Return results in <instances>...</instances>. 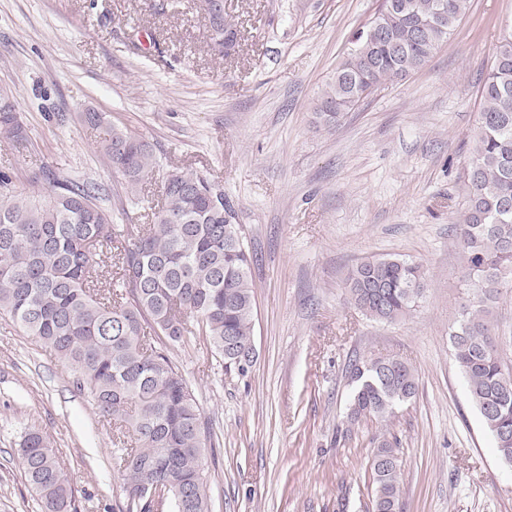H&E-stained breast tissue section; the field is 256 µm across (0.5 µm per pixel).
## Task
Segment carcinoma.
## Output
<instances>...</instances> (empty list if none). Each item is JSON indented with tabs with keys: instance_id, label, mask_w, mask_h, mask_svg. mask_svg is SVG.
<instances>
[{
	"instance_id": "1",
	"label": "carcinoma",
	"mask_w": 512,
	"mask_h": 512,
	"mask_svg": "<svg viewBox=\"0 0 512 512\" xmlns=\"http://www.w3.org/2000/svg\"><path fill=\"white\" fill-rule=\"evenodd\" d=\"M470 0H381L380 36L364 26L314 107L317 123L335 128L360 100L388 81L420 69L454 31ZM227 11L207 25L210 45L224 54V33L237 34ZM0 138L29 144L16 100L0 90ZM83 121L107 129L99 151L133 197L156 167L143 138L111 126L101 112ZM474 148L463 174L464 207L454 224L466 300L451 327L453 358L472 404L493 436L500 460L512 461V370L497 343L493 310L500 273L512 270V29L495 45L480 91ZM54 191L20 189L0 170V315L50 348L74 372L101 421L122 445L115 456L126 512H151L150 491L179 487L174 512H211L202 460L214 444L196 397L171 352L203 336L225 370L251 361L224 352L254 351L252 256L240 225L210 180L175 168L147 224H114L100 204L101 186L43 172ZM348 301L369 319L395 323L426 290L421 266L405 257L368 258L345 279ZM350 420L385 421L410 401L417 372L387 357L354 359ZM41 512H72L71 483L51 441L27 431L17 450ZM374 512H398L401 465L388 440L370 459Z\"/></svg>"
}]
</instances>
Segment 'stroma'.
<instances>
[{
    "label": "stroma",
    "instance_id": "1",
    "mask_svg": "<svg viewBox=\"0 0 512 512\" xmlns=\"http://www.w3.org/2000/svg\"><path fill=\"white\" fill-rule=\"evenodd\" d=\"M238 46L218 58L200 0H0V88L30 145L0 144V169L28 186L42 164L101 185L117 224H139L98 149L92 109L143 137L157 165L206 174L253 257L257 357L213 366L203 338L172 356L209 428L212 512H373L370 457L398 443L400 512H512V468L473 407L449 327L466 295L454 222L473 147L478 90L512 0H472L426 65L382 85L328 131L314 106L378 0H224ZM422 264L428 288L406 318H366L344 280L363 259ZM401 359L415 396L388 421L349 422L358 357ZM52 441L78 512H121L113 436L74 373L0 316V512H38L16 448Z\"/></svg>",
    "mask_w": 512,
    "mask_h": 512
}]
</instances>
